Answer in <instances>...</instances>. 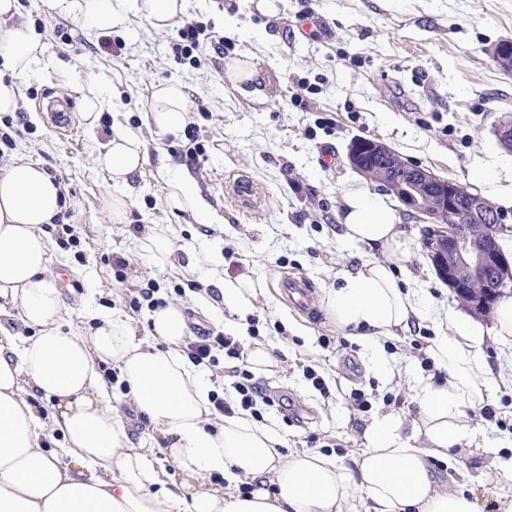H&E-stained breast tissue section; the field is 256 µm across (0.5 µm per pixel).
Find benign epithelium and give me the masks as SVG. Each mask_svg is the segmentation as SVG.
<instances>
[{
	"mask_svg": "<svg viewBox=\"0 0 512 512\" xmlns=\"http://www.w3.org/2000/svg\"><path fill=\"white\" fill-rule=\"evenodd\" d=\"M384 156L391 148L380 141L369 140L348 150L347 160L352 169L368 181L373 172L363 157V152ZM416 182L410 186L397 184L394 194L411 213L434 225L435 235L427 241V255L457 298L461 307L470 315L481 318L500 299L512 294V255H507L497 242L498 231L488 232L481 238L470 235L464 224L473 215L491 216L487 200L457 180L443 178L430 169L418 166ZM438 189L439 201H431V189ZM466 201L469 209L463 210L459 202ZM451 252L458 259V266L449 268L442 264L441 256ZM496 271V276L482 285L474 284L480 272Z\"/></svg>",
	"mask_w": 512,
	"mask_h": 512,
	"instance_id": "1",
	"label": "benign epithelium"
}]
</instances>
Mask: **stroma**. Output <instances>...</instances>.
<instances>
[{
	"label": "stroma",
	"instance_id": "35a3bbf8",
	"mask_svg": "<svg viewBox=\"0 0 512 512\" xmlns=\"http://www.w3.org/2000/svg\"><path fill=\"white\" fill-rule=\"evenodd\" d=\"M257 0H185L183 17L210 27L213 40L227 37L228 51L207 49L199 62L178 61L170 50L175 26L158 30L135 5L126 8L119 35L127 43L121 61L101 52L104 31L70 9V0H18L16 22L28 24L44 45L25 72L0 60V79L19 90L18 108L0 112L20 131L14 150L0 156V169L16 160L42 165L66 190L59 224L75 228L71 246L56 245L59 224L45 227L53 272L70 312L63 329L78 326L79 305L128 311L127 291L155 282L159 297L181 300L193 326L231 331L242 348L262 343L277 365L258 379L267 394L309 409L305 423L287 424L277 410L263 423L283 437L289 451L322 452L351 463L367 445L375 417L416 418L415 380L433 374L424 349L447 313L462 308L437 277L422 247L424 226L409 212L400 218L418 247L403 272L411 293L428 303V322L378 348L361 344L327 313V290L338 287L361 250L336 235L346 197L380 188L354 172L345 156L351 140L377 139L403 157L458 180L512 218V153L494 131L512 114V75L489 59L492 45L512 40V0H317L312 16L303 0H277L278 18L258 11ZM257 64L263 80L233 83L226 64ZM170 81L187 86L190 107L206 142L207 158L193 176L211 208L210 225L167 201L169 178L180 170L176 150L183 131L153 123L148 102ZM100 93L99 116H84V96ZM73 105L71 123L59 130L46 112L49 100ZM142 140L148 159L129 186L112 184L100 163L115 128ZM485 168L491 179L475 178ZM248 176L269 193L266 206L244 213L226 198L227 181ZM123 196V220L113 221L104 199ZM162 229L174 249L157 260L141 237ZM130 262L118 282L113 254ZM300 273L313 284V308L303 313L280 295L281 277ZM261 278L265 293L251 314L225 307L217 285L224 279ZM183 295H176V288ZM499 390L494 404L468 414L474 438L451 454L469 479L466 489L478 512H495L501 496L512 497V478L484 481L494 462L512 463V345L486 344ZM315 369L325 381L317 391L306 378Z\"/></svg>",
	"mask_w": 512,
	"mask_h": 512
}]
</instances>
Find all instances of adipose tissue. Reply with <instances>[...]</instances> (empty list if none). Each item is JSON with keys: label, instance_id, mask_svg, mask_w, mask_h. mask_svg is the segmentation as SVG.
<instances>
[{"label": "adipose tissue", "instance_id": "adipose-tissue-1", "mask_svg": "<svg viewBox=\"0 0 512 512\" xmlns=\"http://www.w3.org/2000/svg\"><path fill=\"white\" fill-rule=\"evenodd\" d=\"M0 0V56L19 72L43 48ZM181 83L161 86L149 105L154 124L186 121ZM147 161L142 141L117 130L101 163L129 184ZM64 187L38 164L19 161L0 174V512H477L467 492L439 487L434 461L471 436L467 412L498 389L476 325L451 320V334L425 350L436 373L419 382L410 436L403 420L376 417L353 466L314 452H284L285 442L248 415L212 420L209 391L178 347L190 333L184 307L150 312L151 337L122 312L95 315L88 331H62L65 304L51 271L44 231L61 213ZM338 236L380 251L330 289L325 306L360 340L393 337L425 318L422 299L405 290L398 269L414 249L387 196L346 198ZM35 332L20 344L16 325ZM117 366L125 403L141 429L131 433L112 403L101 368ZM61 435L56 451L41 437ZM179 471L170 481L158 454ZM250 492H240L239 482Z\"/></svg>", "mask_w": 512, "mask_h": 512}]
</instances>
